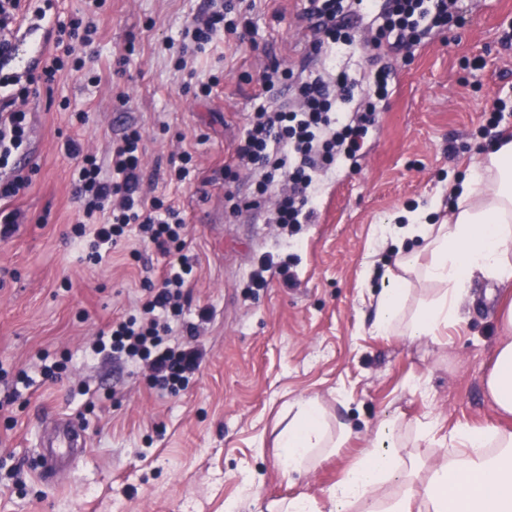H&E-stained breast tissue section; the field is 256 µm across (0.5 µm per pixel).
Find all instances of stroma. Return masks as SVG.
I'll list each match as a JSON object with an SVG mask.
<instances>
[{"label":"stroma","instance_id":"obj_1","mask_svg":"<svg viewBox=\"0 0 512 512\" xmlns=\"http://www.w3.org/2000/svg\"><path fill=\"white\" fill-rule=\"evenodd\" d=\"M207 2L25 4V13L39 7L57 23L93 20L97 33L76 47L84 70L66 65L30 95L21 164L31 184L4 205L19 224L0 238V512H226L230 503L236 512H269L284 499H323L386 419L397 418L398 449L421 481L454 455L443 442L453 427L512 430L484 387L501 336L496 281L477 279L465 321L442 335L372 327L394 265L386 227L512 137V42L503 39L512 33V0H462L464 26L431 30L409 52L381 48L393 75L376 124L356 163L324 177L314 223L289 233L270 222L277 189L263 208L248 205L261 171L224 166L250 112L294 103L283 87L261 94L263 69L275 64L298 79L344 71L364 85L372 67L349 49L311 55L306 0H228L232 18L249 21L248 34L196 50L184 30L206 16ZM90 69L98 82H89ZM199 81L212 82L210 95L194 96ZM133 128L143 134L142 187L178 209L196 258L174 329L204 358L172 392L158 391L125 358L92 352L113 322L139 313L163 259L134 226L97 251L92 235L77 236L81 160L66 145L104 162ZM184 150L193 170L181 183L170 173ZM307 399L352 433L311 470L286 476L274 438L291 406ZM64 417L83 428L87 448L48 484L38 435ZM429 421L434 434L421 438Z\"/></svg>","mask_w":512,"mask_h":512}]
</instances>
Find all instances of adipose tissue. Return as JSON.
<instances>
[{"mask_svg":"<svg viewBox=\"0 0 512 512\" xmlns=\"http://www.w3.org/2000/svg\"><path fill=\"white\" fill-rule=\"evenodd\" d=\"M450 220L433 224L423 208L402 214L392 233L421 238L430 256L418 265L413 251L398 252L392 277L375 303L373 326L382 332L434 336L461 318L473 279L492 278L504 285V335L485 389L502 416L512 415V139L497 142L479 157L473 171L453 190ZM435 286L434 295L406 313L408 275ZM396 423L382 422L373 432V450L348 464L344 477L325 496L331 512H512V431L489 426L481 430L452 429L448 441L463 448L460 456L434 466L421 489L406 488L386 500L381 490L386 475L406 477L408 463L394 450ZM284 474L310 469L327 449L334 434L319 404L297 402L288 424L277 434Z\"/></svg>","mask_w":512,"mask_h":512,"instance_id":"ef3b65f1","label":"adipose tissue"}]
</instances>
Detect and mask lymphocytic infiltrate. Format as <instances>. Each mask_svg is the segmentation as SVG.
Listing matches in <instances>:
<instances>
[{"mask_svg": "<svg viewBox=\"0 0 512 512\" xmlns=\"http://www.w3.org/2000/svg\"><path fill=\"white\" fill-rule=\"evenodd\" d=\"M367 0H309L304 18L313 33V48L352 46L353 40L339 24V17L353 8H367ZM458 0H391L388 11L378 14L375 32L378 40L393 41L395 46L412 50L422 28H450L460 25ZM80 22L58 26L54 51L43 54L40 68L25 81L0 79V168L13 162L28 141L29 114L20 108L41 82L54 81L64 69V60L72 56L73 40L78 39ZM391 73L380 68L365 91L370 101L346 117L338 116L342 103L351 100L357 81L341 72L334 86L321 79L301 81L297 87V106L292 110L271 111L258 107L253 112L244 136L230 159L232 165L262 169L265 182L256 187L264 197L268 183L275 177L288 182L274 212L273 221L281 227L310 223L316 214L317 182L321 171L341 159H355L370 128L376 121L375 100L388 93ZM141 134L131 130L112 148L109 165L95 157L83 160L75 181V195L84 203L86 216L103 213L106 223L94 230V246L114 245L128 225L139 230L156 249L168 258L159 287L150 289L142 304L141 317L119 321L96 349H112L142 360L149 368L155 387L175 390L185 386L200 366V355L191 347L169 344L170 319L182 310L181 300L186 277L191 271L183 250L185 229L178 211L160 198L148 197L139 174ZM112 176H105V169Z\"/></svg>", "mask_w": 512, "mask_h": 512, "instance_id": "f902f5d3", "label": "lymphocytic infiltrate"}]
</instances>
